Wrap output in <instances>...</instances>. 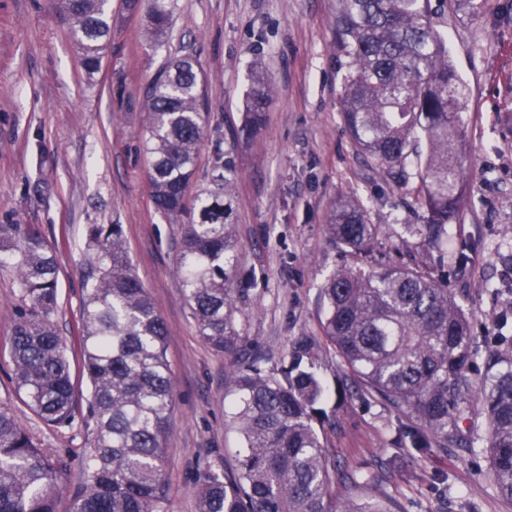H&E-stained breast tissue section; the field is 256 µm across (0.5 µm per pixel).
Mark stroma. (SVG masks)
Listing matches in <instances>:
<instances>
[{"instance_id":"1","label":"stroma","mask_w":512,"mask_h":512,"mask_svg":"<svg viewBox=\"0 0 512 512\" xmlns=\"http://www.w3.org/2000/svg\"><path fill=\"white\" fill-rule=\"evenodd\" d=\"M165 45H152L142 16L111 0L112 42L101 71L87 77L57 0H0V224H32L53 247L60 268L54 316L67 344L76 398L87 394L77 348L88 225L124 227L129 260L168 327L166 358L175 390L167 439L166 512H196L197 484L207 472L234 468L239 437L225 413L224 373L231 359L200 337L185 300L176 260L181 224L150 197L143 153L149 82L177 55L189 54L205 75L212 128L199 144L188 188L210 186L216 153L232 181L226 198L240 244L238 267L249 295L238 316L249 344L271 373L298 341L314 343L328 402L347 370L322 334L321 288L349 262L331 239L338 198L355 199L381 234L374 256L414 254L423 212L414 205V167L396 180L361 156L340 114L344 58L334 29L336 0H173ZM438 28L448 37L457 72L469 88L463 218L449 225L450 249L471 259L449 276L478 350L493 326L512 331V0H487L473 18L449 8ZM274 84L263 124L244 134L245 99L254 64ZM24 299L10 266L0 267V349L9 344ZM0 360V405L49 453L68 463L59 512H70L88 435L81 422L55 427L23 402ZM395 413L375 401L349 399L325 425L336 459V498L378 501L390 512H512L499 494L485 450L410 453L395 442Z\"/></svg>"}]
</instances>
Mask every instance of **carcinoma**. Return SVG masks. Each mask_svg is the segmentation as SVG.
Here are the masks:
<instances>
[{
  "label": "carcinoma",
  "instance_id": "carcinoma-1",
  "mask_svg": "<svg viewBox=\"0 0 512 512\" xmlns=\"http://www.w3.org/2000/svg\"><path fill=\"white\" fill-rule=\"evenodd\" d=\"M336 39L345 58L341 115L356 147L390 172L417 167L412 193L428 212L422 242L448 251L447 224L460 218L468 88L437 29L448 0H336ZM85 72L102 66L112 35L110 0H59ZM151 41L173 23L167 0H145ZM273 92L255 73L247 96L252 132ZM144 147L151 197L167 218L187 209L197 148L210 122L205 77L177 58L148 85ZM212 188L198 196L197 218L181 225L177 269L200 337L216 352L238 354L227 380L229 419L242 447L234 471L199 480L197 512H390L379 503L336 504L334 461L316 423L328 418L325 391L302 341L278 375L243 348L238 328L245 289L236 287L238 241L224 204L228 182L216 161ZM329 233L351 261L322 287V331L350 372L340 394L360 393L396 412V442L427 455L454 443L472 451L479 439L459 421L476 408L489 423L491 476L512 498V338L496 336L485 372L471 371V324L448 288V271L388 259L364 264L379 227L350 197L332 211ZM12 258L26 303L16 314L7 353L11 380L43 422L68 426L79 416L91 452L72 495L71 512H165L166 439L175 406L165 353L168 328L127 255L123 226L90 224L86 234L79 344L88 383L77 409L70 363L53 317L59 265L33 225H0L1 256ZM66 461L40 448L0 408V512H57Z\"/></svg>",
  "mask_w": 512,
  "mask_h": 512
}]
</instances>
